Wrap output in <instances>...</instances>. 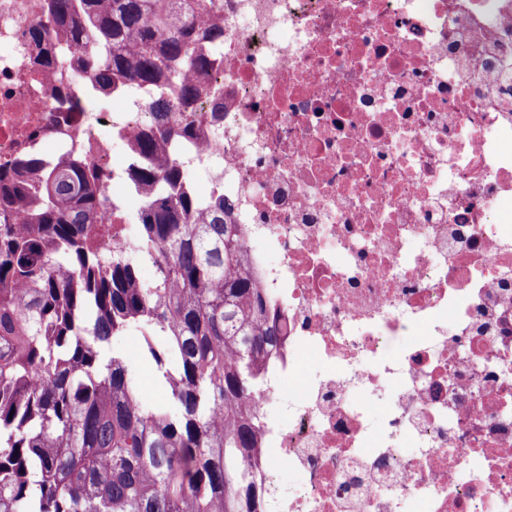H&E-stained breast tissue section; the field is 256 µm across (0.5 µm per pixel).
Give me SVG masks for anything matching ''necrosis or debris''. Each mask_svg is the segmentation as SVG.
Here are the masks:
<instances>
[{
    "label": "necrosis or debris",
    "mask_w": 512,
    "mask_h": 512,
    "mask_svg": "<svg viewBox=\"0 0 512 512\" xmlns=\"http://www.w3.org/2000/svg\"><path fill=\"white\" fill-rule=\"evenodd\" d=\"M42 3L0 0V166L125 181L155 91L34 64L33 26L58 40ZM211 5L224 115L202 102L165 149L231 203L283 311L252 399L261 512H512V0ZM141 197L102 208L112 254Z\"/></svg>",
    "instance_id": "obj_1"
}]
</instances>
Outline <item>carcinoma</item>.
Segmentation results:
<instances>
[{"mask_svg":"<svg viewBox=\"0 0 512 512\" xmlns=\"http://www.w3.org/2000/svg\"><path fill=\"white\" fill-rule=\"evenodd\" d=\"M64 62L107 93L163 91L137 138L132 254L105 256V176L91 163L0 167V512H259L258 420L246 400L281 344L220 193L200 202L162 143L186 135L218 63L209 0H45ZM31 53L48 61L40 28ZM21 215L8 223L10 213ZM142 261L155 269L145 281ZM134 330L167 399L109 351Z\"/></svg>","mask_w":512,"mask_h":512,"instance_id":"carcinoma-1","label":"carcinoma"}]
</instances>
